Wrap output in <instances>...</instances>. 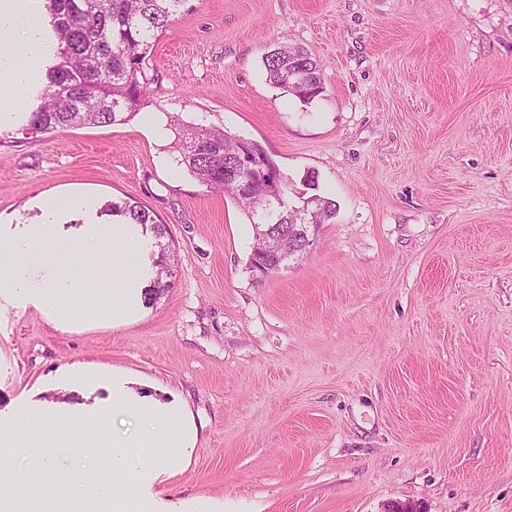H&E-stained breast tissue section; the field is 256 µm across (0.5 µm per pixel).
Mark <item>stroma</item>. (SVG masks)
Returning a JSON list of instances; mask_svg holds the SVG:
<instances>
[{"instance_id":"obj_1","label":"stroma","mask_w":512,"mask_h":512,"mask_svg":"<svg viewBox=\"0 0 512 512\" xmlns=\"http://www.w3.org/2000/svg\"><path fill=\"white\" fill-rule=\"evenodd\" d=\"M288 44L321 67L311 104L267 78ZM146 74L126 123L28 132L32 92L0 123V241L50 197L69 236L131 199L174 252L170 288L113 322L0 288V433L33 421L0 466L27 490L51 449L76 512L135 436L112 402L135 383L191 442L138 512H512V0H187ZM175 115L257 142L289 193L315 176L336 214L303 256L251 272L252 220L177 164ZM75 388L90 454L53 402ZM74 408L82 415L83 427L79 430L81 448H88V452L92 453L93 448L97 447L99 441V417L95 411L85 407L82 402H76Z\"/></svg>"}]
</instances>
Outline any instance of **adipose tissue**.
Masks as SVG:
<instances>
[{
    "label": "adipose tissue",
    "instance_id": "obj_1",
    "mask_svg": "<svg viewBox=\"0 0 512 512\" xmlns=\"http://www.w3.org/2000/svg\"><path fill=\"white\" fill-rule=\"evenodd\" d=\"M47 48L42 37V14L37 0H0V120L23 102ZM143 428L133 444L117 443L110 472L122 478L121 491L112 498V512H130L141 494L136 475L166 464L176 465L175 451L187 439L183 419L173 418L150 405L141 407ZM22 503L26 512H59L52 488L18 495L13 477L0 473V504Z\"/></svg>",
    "mask_w": 512,
    "mask_h": 512
}]
</instances>
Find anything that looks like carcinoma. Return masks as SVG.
<instances>
[{
  "label": "carcinoma",
  "mask_w": 512,
  "mask_h": 512,
  "mask_svg": "<svg viewBox=\"0 0 512 512\" xmlns=\"http://www.w3.org/2000/svg\"><path fill=\"white\" fill-rule=\"evenodd\" d=\"M187 0H46L50 26L58 46V62L48 69L40 103L28 113L26 127L39 133L93 126L124 124L147 104L149 79L145 60L153 41ZM269 81L288 88V71L311 77V89L293 95L309 104L324 93L318 62L300 47L280 46L265 58ZM178 163L200 183L213 191L235 198L250 213L254 223L288 243V212L295 205L288 200V182L278 178L282 202L266 203L258 194L242 195L234 182L224 178V164L235 157L237 139L221 129L189 125L173 119ZM317 207L308 215V225L293 227L295 233L317 231L336 213L334 200L318 197ZM107 212L125 224L151 225L155 237L167 233L166 225L138 203L112 201ZM153 285L145 290L153 297L170 287L162 280L165 256Z\"/></svg>",
  "instance_id": "cac0c4a2"
}]
</instances>
